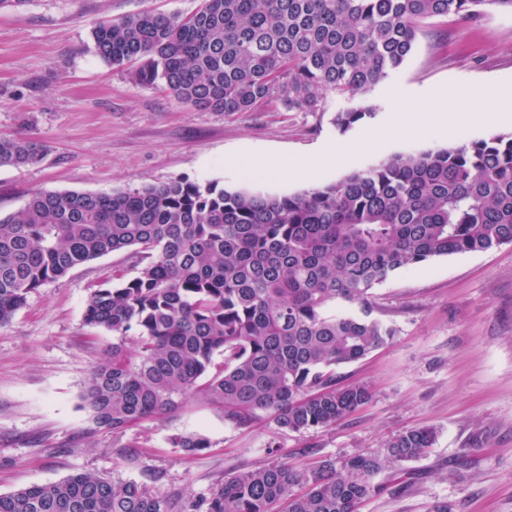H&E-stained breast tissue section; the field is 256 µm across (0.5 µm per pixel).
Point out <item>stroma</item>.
<instances>
[{
  "mask_svg": "<svg viewBox=\"0 0 512 512\" xmlns=\"http://www.w3.org/2000/svg\"><path fill=\"white\" fill-rule=\"evenodd\" d=\"M199 5L24 0L0 9V137H32L46 150L38 163L0 167L1 215L35 191L112 194L182 178L292 195L311 186L291 176L309 158L324 185L397 153L512 133V123L476 122L445 136L438 125L421 131L400 121L461 90L474 94L471 111L512 110V13L494 7L475 21H424L403 67L369 94L374 116L343 135L331 119L354 106L349 96L327 94L321 112L275 102L257 112H204L162 84L133 81L94 51L96 22L146 10L186 15ZM492 83L502 94L483 96ZM376 130L377 147L355 150ZM116 269L134 274L128 252L76 267L0 326V493L87 471L175 497L206 496L228 473L278 463L307 469L431 428L427 454L381 470L380 492L355 512H434L442 504L448 512H512V245L441 257L376 288L372 315L395 334L336 369L342 384L368 388V402L330 428L301 433L225 425L196 396L125 433L88 435L82 395L113 337L85 322V306ZM175 433L204 435L211 446L185 455L168 443Z\"/></svg>",
  "mask_w": 512,
  "mask_h": 512,
  "instance_id": "obj_1",
  "label": "stroma"
}]
</instances>
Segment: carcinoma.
Segmentation results:
<instances>
[{
  "instance_id": "carcinoma-1",
  "label": "carcinoma",
  "mask_w": 512,
  "mask_h": 512,
  "mask_svg": "<svg viewBox=\"0 0 512 512\" xmlns=\"http://www.w3.org/2000/svg\"><path fill=\"white\" fill-rule=\"evenodd\" d=\"M512 0H201L186 16L145 12L92 29L110 65L136 63L205 112L324 111L328 92L364 96L411 56L419 22L471 20ZM374 115L334 113L345 134ZM42 146L0 137V167L34 164ZM512 244V134L396 154L293 195L175 180L114 194L37 192L0 216V326L28 296L73 268L119 251L135 258L93 290L85 321L118 338L83 394L88 433L121 434L174 414L201 392L224 423L326 429L370 398L336 367L382 346L371 290L405 269ZM431 428L384 452L310 470L287 464L224 475L199 498L170 497L91 472L0 493V512H355L374 476L424 456ZM171 447L199 454L198 434Z\"/></svg>"
}]
</instances>
